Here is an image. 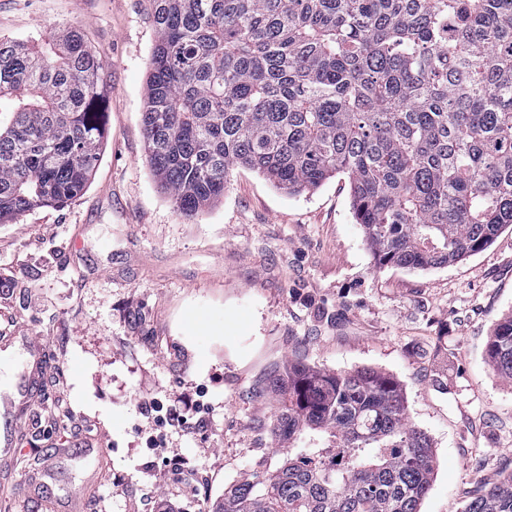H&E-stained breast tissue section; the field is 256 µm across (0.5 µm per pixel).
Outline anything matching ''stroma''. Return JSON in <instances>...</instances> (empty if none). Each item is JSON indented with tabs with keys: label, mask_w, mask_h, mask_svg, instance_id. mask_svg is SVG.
<instances>
[{
	"label": "stroma",
	"mask_w": 512,
	"mask_h": 512,
	"mask_svg": "<svg viewBox=\"0 0 512 512\" xmlns=\"http://www.w3.org/2000/svg\"><path fill=\"white\" fill-rule=\"evenodd\" d=\"M79 29L101 56L108 140L75 199L0 224V336L11 348L0 398L47 351L44 399L30 398L0 471V512H63L103 473L92 512H207L230 483L273 469L285 449L266 386L293 360L372 367L401 383L411 423L434 443L420 512H462L512 472V384L485 361L512 313V231L440 268H376L344 174L289 195L237 169L224 195L184 217L146 161L144 88L156 41L150 0H0V36ZM207 407L191 434L148 448L153 403ZM93 434L99 455L61 459L44 495L38 457Z\"/></svg>",
	"instance_id": "obj_1"
}]
</instances>
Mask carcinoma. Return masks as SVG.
Returning a JSON list of instances; mask_svg holds the SVG:
<instances>
[{"label":"carcinoma","instance_id":"cac0c4a2","mask_svg":"<svg viewBox=\"0 0 512 512\" xmlns=\"http://www.w3.org/2000/svg\"><path fill=\"white\" fill-rule=\"evenodd\" d=\"M151 3L146 155L181 214L248 168L288 193L347 175L380 268L448 266L512 226V0ZM102 70L76 30L0 37V223L89 185L108 138ZM486 357L512 383V316ZM269 385L277 447L325 446L242 476L211 512H420L433 443L395 377L292 362ZM463 512H512V473Z\"/></svg>","mask_w":512,"mask_h":512}]
</instances>
